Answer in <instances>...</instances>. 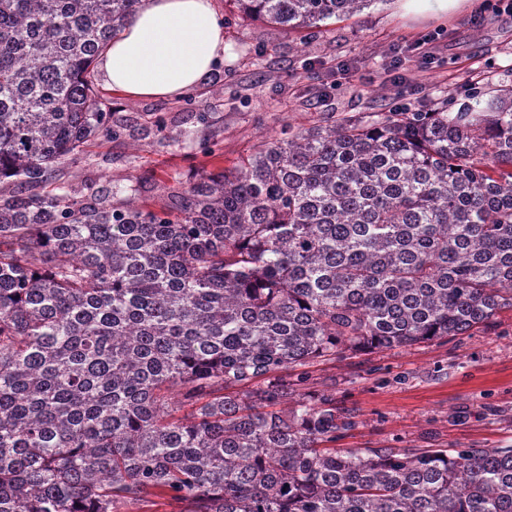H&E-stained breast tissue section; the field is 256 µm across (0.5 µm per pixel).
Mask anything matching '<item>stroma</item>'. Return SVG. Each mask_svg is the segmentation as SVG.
Segmentation results:
<instances>
[{
  "label": "stroma",
  "mask_w": 512,
  "mask_h": 512,
  "mask_svg": "<svg viewBox=\"0 0 512 512\" xmlns=\"http://www.w3.org/2000/svg\"><path fill=\"white\" fill-rule=\"evenodd\" d=\"M224 63L199 87L171 99H131L96 90L117 138L96 137L69 166L80 190L136 178L158 207L166 188L201 169L231 166L280 130L328 127L396 106L436 109L466 91L512 84V16L473 24L477 10L405 14L380 0L363 14L332 20L315 38L298 35L217 0ZM224 95L212 99L213 89ZM222 155H209L210 143ZM496 330L378 353L344 351L310 366V387L335 394L358 425L344 448L512 446V310Z\"/></svg>",
  "instance_id": "35a3bbf8"
}]
</instances>
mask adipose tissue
<instances>
[{
    "instance_id": "adipose-tissue-1",
    "label": "adipose tissue",
    "mask_w": 512,
    "mask_h": 512,
    "mask_svg": "<svg viewBox=\"0 0 512 512\" xmlns=\"http://www.w3.org/2000/svg\"><path fill=\"white\" fill-rule=\"evenodd\" d=\"M224 22L214 0H144L99 61L104 84L130 98H173L224 61Z\"/></svg>"
}]
</instances>
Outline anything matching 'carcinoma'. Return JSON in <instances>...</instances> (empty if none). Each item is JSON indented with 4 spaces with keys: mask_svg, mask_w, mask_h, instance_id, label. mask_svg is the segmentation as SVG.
<instances>
[{
    "mask_svg": "<svg viewBox=\"0 0 512 512\" xmlns=\"http://www.w3.org/2000/svg\"><path fill=\"white\" fill-rule=\"evenodd\" d=\"M142 2L0 0V512H512V447L338 448L296 372L512 310V86L87 201L61 164ZM235 2L308 36L377 0Z\"/></svg>",
    "mask_w": 512,
    "mask_h": 512,
    "instance_id": "1",
    "label": "carcinoma"
}]
</instances>
